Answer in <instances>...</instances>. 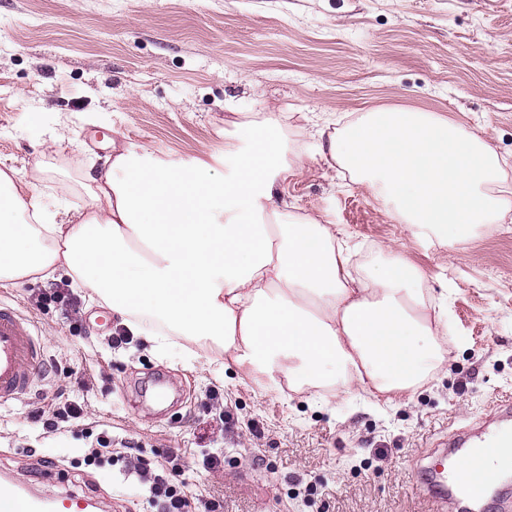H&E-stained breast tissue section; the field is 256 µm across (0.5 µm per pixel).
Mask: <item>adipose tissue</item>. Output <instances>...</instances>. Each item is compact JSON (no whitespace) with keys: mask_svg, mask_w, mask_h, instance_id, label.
<instances>
[{"mask_svg":"<svg viewBox=\"0 0 512 512\" xmlns=\"http://www.w3.org/2000/svg\"><path fill=\"white\" fill-rule=\"evenodd\" d=\"M280 128L275 113L236 123L227 178L200 158L174 167L147 147L113 146L72 213L1 166L0 286L74 276L129 334L151 320L156 343H204L271 391L415 389L447 360V308L402 259L355 275L335 225L281 223L277 179L301 167L275 162ZM327 152L421 235L459 241L512 210L498 154L432 112L366 113L330 133Z\"/></svg>","mask_w":512,"mask_h":512,"instance_id":"1","label":"adipose tissue"}]
</instances>
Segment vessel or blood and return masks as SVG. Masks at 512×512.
<instances>
[{
    "mask_svg": "<svg viewBox=\"0 0 512 512\" xmlns=\"http://www.w3.org/2000/svg\"><path fill=\"white\" fill-rule=\"evenodd\" d=\"M45 350L33 321L11 304L0 300V404L27 394L34 378L44 367ZM512 447V425H500L475 438H462L457 448L473 466L479 465L491 445ZM432 512H441L447 495L458 494L472 503L485 496L483 485L461 474L457 464L439 463L423 486ZM93 500L73 493L45 499L20 488L14 482L0 480V512H92Z\"/></svg>",
    "mask_w": 512,
    "mask_h": 512,
    "instance_id": "vessel-or-blood-1",
    "label": "vessel or blood"
}]
</instances>
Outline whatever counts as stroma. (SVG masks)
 Returning a JSON list of instances; mask_svg holds the SVG:
<instances>
[{"label": "stroma", "mask_w": 512, "mask_h": 512, "mask_svg": "<svg viewBox=\"0 0 512 512\" xmlns=\"http://www.w3.org/2000/svg\"><path fill=\"white\" fill-rule=\"evenodd\" d=\"M272 107L287 158L306 168L278 198L363 244L352 272L383 263L377 242L418 267L448 303L447 364L389 406L360 389L276 393L233 366L200 368L180 336L162 350L147 336L114 345L111 309L66 274L0 287L46 346L31 392L0 405V477L96 497L102 512H155L127 471L175 456L187 499L218 512H427L416 485L436 442L512 399V212L463 242L414 235L348 171L328 175L319 137L297 133L420 108L488 143L512 182V0H0V162L31 174L56 129L44 184L67 180L70 208L113 143L173 165L220 159L231 122ZM55 289L67 304L40 306ZM67 403L80 426L55 434L31 419ZM104 432L119 446L86 465ZM207 449L223 451L219 469L203 466Z\"/></svg>", "instance_id": "stroma-1"}]
</instances>
